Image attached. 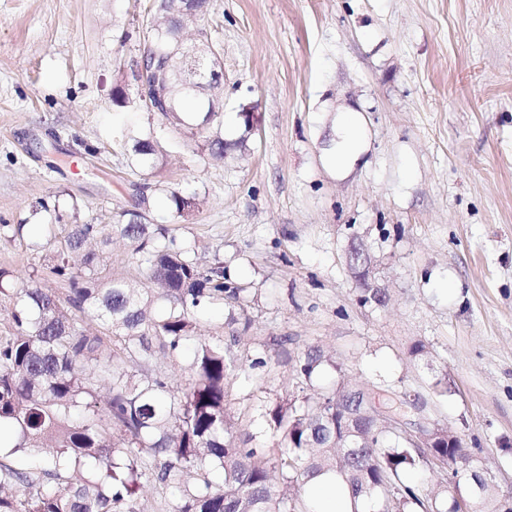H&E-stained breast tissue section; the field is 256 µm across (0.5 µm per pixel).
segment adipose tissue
<instances>
[{"label": "adipose tissue", "instance_id": "adipose-tissue-1", "mask_svg": "<svg viewBox=\"0 0 512 512\" xmlns=\"http://www.w3.org/2000/svg\"><path fill=\"white\" fill-rule=\"evenodd\" d=\"M323 110L331 115V135L322 151V165L341 181L365 163L368 150L366 124L360 103L343 97L325 103Z\"/></svg>", "mask_w": 512, "mask_h": 512}]
</instances>
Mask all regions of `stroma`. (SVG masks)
Wrapping results in <instances>:
<instances>
[{"mask_svg": "<svg viewBox=\"0 0 512 512\" xmlns=\"http://www.w3.org/2000/svg\"><path fill=\"white\" fill-rule=\"evenodd\" d=\"M153 3L0 0V267L46 263L53 205L95 224L141 211L251 290L196 315L198 340L242 366L227 391L245 432L326 385L416 395L406 431L456 433L512 493V0H210L224 97L202 129L112 102ZM340 92L370 136L343 181L320 162V105ZM131 132L163 161L138 165ZM216 133L220 162L203 149ZM172 191L199 208L174 216ZM316 348L336 365L300 385Z\"/></svg>", "mask_w": 512, "mask_h": 512, "instance_id": "stroma-1", "label": "stroma"}]
</instances>
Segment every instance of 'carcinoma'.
Segmentation results:
<instances>
[{"instance_id":"1","label":"carcinoma","mask_w":512,"mask_h":512,"mask_svg":"<svg viewBox=\"0 0 512 512\" xmlns=\"http://www.w3.org/2000/svg\"><path fill=\"white\" fill-rule=\"evenodd\" d=\"M155 0L156 25L147 54H173L168 92L176 104L171 121L202 111L203 101L223 99L217 83L190 94L194 58L209 48L175 52L179 31ZM136 162L153 167L162 154L148 139L129 137ZM224 160L220 133L204 144ZM167 204L182 217L200 205L173 193ZM111 228L128 239L154 287L108 279L105 247L112 234L101 224H66L53 246L50 272L68 285L65 297L0 268V297L12 302L14 332L0 336V425L14 432L13 448L36 453L39 465L21 471L0 464V512H137L147 485L178 499L177 512H317L305 487L333 473L351 501L367 512H454L457 495L477 491L478 512H503L507 498L487 481L462 439L440 429L432 448L408 436L374 428L359 448L336 447V422L353 412L351 385L320 396L279 404L264 415L278 437L270 448L235 442L241 422L227 405L225 381L237 366L224 344L199 342L191 382L170 387L156 350L176 352L196 336L195 313L214 301L243 304L248 289L227 277L224 265H202L191 247L166 230L128 213ZM167 302L164 312L156 304ZM333 356L309 351L295 360L308 382ZM108 383L104 402L96 386ZM459 477L448 479V472Z\"/></svg>"}]
</instances>
